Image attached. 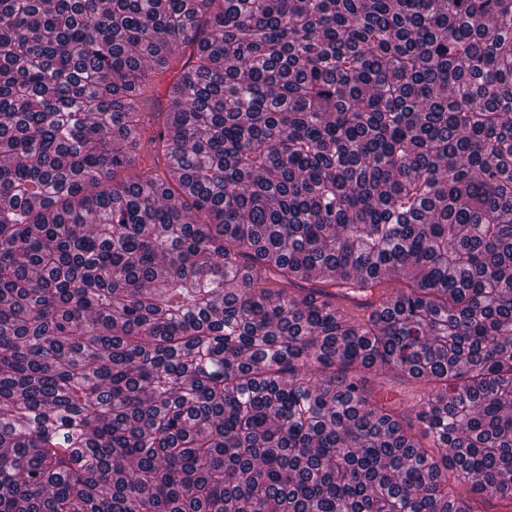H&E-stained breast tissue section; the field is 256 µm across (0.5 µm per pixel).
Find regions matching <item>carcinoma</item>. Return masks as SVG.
I'll return each instance as SVG.
<instances>
[{
    "instance_id": "carcinoma-1",
    "label": "carcinoma",
    "mask_w": 512,
    "mask_h": 512,
    "mask_svg": "<svg viewBox=\"0 0 512 512\" xmlns=\"http://www.w3.org/2000/svg\"><path fill=\"white\" fill-rule=\"evenodd\" d=\"M443 467L512 499V0H0V512H479ZM371 384L378 392L380 402L395 405L420 428L415 414L424 397L423 384L393 375H378Z\"/></svg>"
}]
</instances>
